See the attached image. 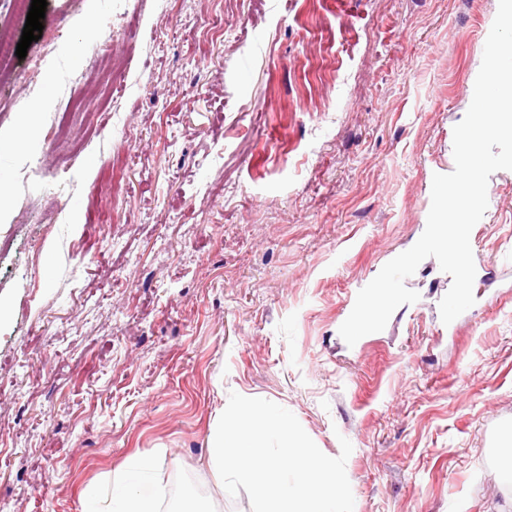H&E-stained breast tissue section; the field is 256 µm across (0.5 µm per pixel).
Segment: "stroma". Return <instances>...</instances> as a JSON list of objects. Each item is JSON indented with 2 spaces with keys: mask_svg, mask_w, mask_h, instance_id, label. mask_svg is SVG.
<instances>
[{
  "mask_svg": "<svg viewBox=\"0 0 512 512\" xmlns=\"http://www.w3.org/2000/svg\"><path fill=\"white\" fill-rule=\"evenodd\" d=\"M498 0H47L0 85V512H83L156 458L164 512H251L209 465L230 393L352 452L354 512H512V171L470 243L475 304L423 260L416 303L347 345L361 283L423 234L453 170ZM93 35H83L82 23ZM110 41L119 98L88 96L70 179L43 141ZM52 55H44V48ZM51 81L29 87L32 59ZM38 159L35 191L20 171Z\"/></svg>",
  "mask_w": 512,
  "mask_h": 512,
  "instance_id": "35a3bbf8",
  "label": "stroma"
}]
</instances>
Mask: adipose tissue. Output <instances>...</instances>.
Segmentation results:
<instances>
[{"label":"adipose tissue","mask_w":512,"mask_h":512,"mask_svg":"<svg viewBox=\"0 0 512 512\" xmlns=\"http://www.w3.org/2000/svg\"><path fill=\"white\" fill-rule=\"evenodd\" d=\"M111 494L105 505L89 502L87 512H160L165 485L155 459L129 458L113 473Z\"/></svg>","instance_id":"obj_1"}]
</instances>
